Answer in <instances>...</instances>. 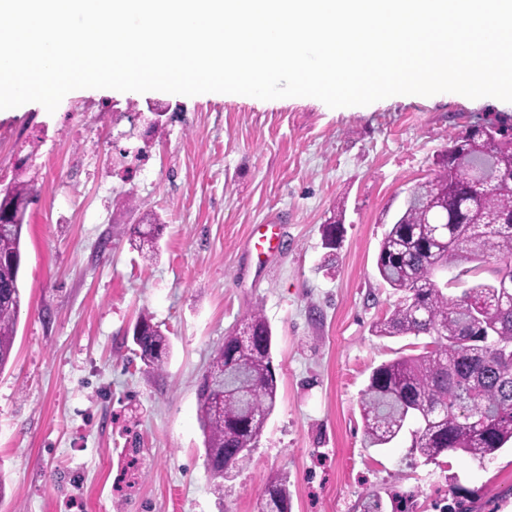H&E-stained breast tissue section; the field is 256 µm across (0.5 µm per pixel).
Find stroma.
Returning <instances> with one entry per match:
<instances>
[{
    "mask_svg": "<svg viewBox=\"0 0 512 512\" xmlns=\"http://www.w3.org/2000/svg\"><path fill=\"white\" fill-rule=\"evenodd\" d=\"M500 120L512 124L511 103L456 93L331 108L78 89L52 113L0 110V186L32 187L0 372V512H257L271 480L291 512H512L511 444L482 463L428 462L406 434L365 447L359 409L372 369L425 342L371 332L399 299L376 272L382 236L461 132ZM149 214L164 225L152 260L130 244ZM259 224L281 234L260 258ZM256 312L272 329L277 405L220 483L198 390ZM143 313L170 340L158 370L132 352Z\"/></svg>",
    "mask_w": 512,
    "mask_h": 512,
    "instance_id": "1",
    "label": "stroma"
}]
</instances>
